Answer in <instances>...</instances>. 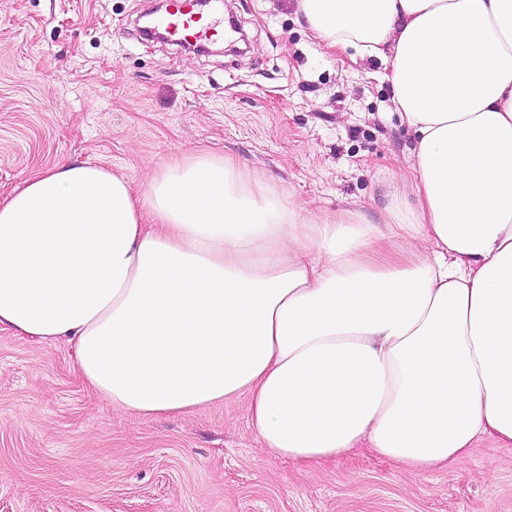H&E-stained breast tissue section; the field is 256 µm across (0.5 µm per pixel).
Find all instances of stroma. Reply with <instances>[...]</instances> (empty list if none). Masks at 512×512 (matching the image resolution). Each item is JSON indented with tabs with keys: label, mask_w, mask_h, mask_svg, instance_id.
Returning <instances> with one entry per match:
<instances>
[{
	"label": "stroma",
	"mask_w": 512,
	"mask_h": 512,
	"mask_svg": "<svg viewBox=\"0 0 512 512\" xmlns=\"http://www.w3.org/2000/svg\"><path fill=\"white\" fill-rule=\"evenodd\" d=\"M151 0H0V202L100 163L142 190L202 153L304 212L384 223L413 207L415 136L378 59L325 60L294 0H228L246 54L146 39ZM0 512H512V447L412 475L360 446L300 466L261 451L245 398L135 418L84 387L69 348L0 331Z\"/></svg>",
	"instance_id": "35a3bbf8"
}]
</instances>
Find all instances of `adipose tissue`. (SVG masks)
<instances>
[{
  "mask_svg": "<svg viewBox=\"0 0 512 512\" xmlns=\"http://www.w3.org/2000/svg\"><path fill=\"white\" fill-rule=\"evenodd\" d=\"M322 57L388 64L411 215L305 216L225 156L142 192L90 163L0 203V329L65 340L132 417L247 398L294 464L418 474L512 446V0H297Z\"/></svg>",
  "mask_w": 512,
  "mask_h": 512,
  "instance_id": "obj_1",
  "label": "adipose tissue"
}]
</instances>
